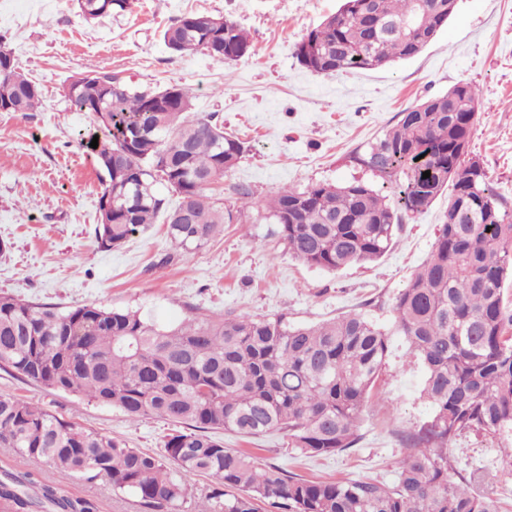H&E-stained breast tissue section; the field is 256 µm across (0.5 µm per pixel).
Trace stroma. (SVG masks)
Listing matches in <instances>:
<instances>
[{
  "mask_svg": "<svg viewBox=\"0 0 512 512\" xmlns=\"http://www.w3.org/2000/svg\"><path fill=\"white\" fill-rule=\"evenodd\" d=\"M339 6L340 0H131L127 12L89 23L72 0H0V34L42 92L38 111L0 112V294L137 310L162 327L199 313L282 317L298 325L364 313L389 332V354L352 448L311 456L279 431L221 438L225 447L254 451L260 463L309 480L392 483L403 435L419 431L431 415L420 397L423 367L395 335L392 307L430 255L448 199L404 219L392 249L377 262L338 272L294 260L261 203L283 187L356 177L381 186L378 176L353 168L349 154L381 137L417 100L469 83L480 90L470 150L512 210V0H458L433 43L383 69L325 76L302 68L297 45ZM187 13L237 20L250 35L252 54L219 65L200 53L170 52L160 32ZM90 66L121 72L138 86L180 84L197 113L215 114L225 131L244 141L243 158L215 194L234 208L233 189L243 186L253 205L204 249L173 254L162 224L120 248L99 247L101 171L84 145L92 118L65 94L68 79ZM0 394L149 452L173 429L160 417L132 420L115 407L42 388L4 368ZM448 462L454 477L492 478L501 512H512V450L466 434L450 445ZM43 477L66 495L95 501L99 512H140L132 496L114 492L104 478L57 471Z\"/></svg>",
  "mask_w": 512,
  "mask_h": 512,
  "instance_id": "35a3bbf8",
  "label": "stroma"
}]
</instances>
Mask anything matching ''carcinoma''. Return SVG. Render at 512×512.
Masks as SVG:
<instances>
[{
    "label": "carcinoma",
    "instance_id": "cac0c4a2",
    "mask_svg": "<svg viewBox=\"0 0 512 512\" xmlns=\"http://www.w3.org/2000/svg\"><path fill=\"white\" fill-rule=\"evenodd\" d=\"M95 20L129 0H76ZM457 0H342L297 45L309 71L383 68L434 41ZM166 47L222 65L252 51L245 29L219 16L188 14L164 29ZM0 36V110L34 112L39 87L19 72ZM66 96L93 117L92 149L103 177L95 235L106 250L162 221L172 245L201 250L235 216L209 193L245 146L214 115L193 113L174 83L141 88L109 70L69 80ZM479 91L458 84L399 113L382 137L349 161L380 176L386 194L354 180L284 187L264 200L288 253L329 272L372 263L392 247L405 216L443 191L448 206L426 262L397 295L393 327L424 368L421 396L432 416L406 437L398 477L311 481L224 447L220 430L246 437L286 431L312 456L352 447L387 354L386 331L353 313L310 325L282 317L194 314L159 327L132 310L56 305L0 295V368L45 388L83 395L131 419L161 417L184 430L154 453L68 422L28 401L0 395V447L28 469L0 478V512H97L94 502L41 480L44 468L102 476L143 512H180L182 479H213L209 512H500L481 474L455 482L448 445L476 433L512 447V213L502 208L482 162L468 157ZM430 177L423 178V172ZM178 196L172 206L157 186Z\"/></svg>",
    "mask_w": 512,
    "mask_h": 512
}]
</instances>
